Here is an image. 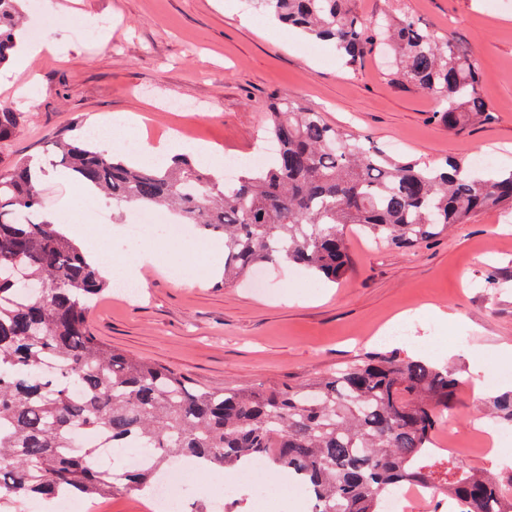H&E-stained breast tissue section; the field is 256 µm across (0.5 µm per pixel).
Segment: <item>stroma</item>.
Segmentation results:
<instances>
[{
  "label": "stroma",
  "instance_id": "obj_1",
  "mask_svg": "<svg viewBox=\"0 0 512 512\" xmlns=\"http://www.w3.org/2000/svg\"><path fill=\"white\" fill-rule=\"evenodd\" d=\"M55 23L27 63L0 69V100L22 112L0 141V170L18 159L50 161L45 140H77L117 113L132 132L159 141L177 128L241 161L256 156L264 115L275 98H294L336 127L421 164L490 153L495 169L512 158V0H349L360 16L401 11L424 30L451 33L471 52L496 119L459 132L435 122V102L398 83L370 54L344 66L332 44L279 24L256 0H28ZM84 190L63 175L46 183V208L76 239L120 245L135 259L146 244L133 295L110 290L88 315L91 331L126 354L165 365L193 383L221 390L260 382L295 383L336 370L358 355L391 350L416 356L437 338H459L448 362L465 385L459 422L478 423L482 399L470 393L472 367L512 366L495 345L512 344V216L487 211L413 251L371 243L343 230L352 267L336 284L284 265L262 268L265 288L225 285L224 242L194 227L188 237L150 240L126 233L112 204L78 208ZM498 282L488 284L487 271ZM454 313L443 325L432 308Z\"/></svg>",
  "mask_w": 512,
  "mask_h": 512
}]
</instances>
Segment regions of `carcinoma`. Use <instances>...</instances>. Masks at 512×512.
I'll return each mask as SVG.
<instances>
[{
	"label": "carcinoma",
	"mask_w": 512,
	"mask_h": 512,
	"mask_svg": "<svg viewBox=\"0 0 512 512\" xmlns=\"http://www.w3.org/2000/svg\"><path fill=\"white\" fill-rule=\"evenodd\" d=\"M24 2L0 0V65L14 54ZM260 3L279 22L332 42L348 67L387 43L399 57L396 75L436 102L433 119L450 130L495 119L469 53L450 34L428 33L406 13L370 23L348 0ZM22 119L0 104V140ZM264 129L278 152L230 181L189 157L130 165L90 136L78 144L60 133L49 147L56 166L113 207L167 206L221 234L226 285L284 260L336 283L350 268L348 224L414 249L482 212L512 211V170L482 175L456 158L437 167L393 158L293 98L271 105ZM43 185L27 158L0 171V512L62 493L88 502L143 495L178 458L200 459L211 472L263 460L300 480L312 512H383L408 482L447 493L455 512H512V476L462 471L435 454L443 419L458 415L460 382L446 365L375 353L308 382L214 391L91 335L87 310L109 282L61 225L44 220ZM45 360L58 367L51 385L34 375ZM493 408L497 422L512 424L511 392ZM81 427L111 448L133 440L155 449L153 465L102 467L99 449L75 441Z\"/></svg>",
	"instance_id": "cac0c4a2"
}]
</instances>
